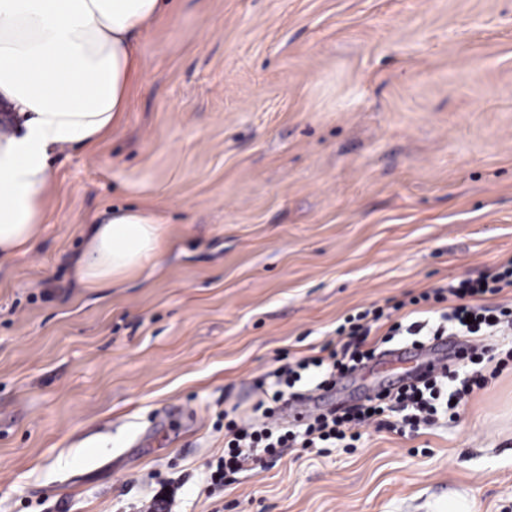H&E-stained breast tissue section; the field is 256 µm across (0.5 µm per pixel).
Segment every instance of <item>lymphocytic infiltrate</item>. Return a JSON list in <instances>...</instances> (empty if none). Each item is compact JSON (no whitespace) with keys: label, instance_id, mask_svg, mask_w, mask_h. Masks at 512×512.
Here are the masks:
<instances>
[{"label":"lymphocytic infiltrate","instance_id":"lymphocytic-infiltrate-1","mask_svg":"<svg viewBox=\"0 0 512 512\" xmlns=\"http://www.w3.org/2000/svg\"><path fill=\"white\" fill-rule=\"evenodd\" d=\"M508 288H512V258L502 262L484 280L464 279L421 293V300L447 302L451 308L443 314L442 324L429 328L424 322L414 321L406 326L405 332L410 336H420L426 332L433 336H443L451 326L465 336L511 331L512 307L505 304L491 307L485 303L487 297L500 295ZM382 315V308L377 307L346 317L336 329L339 343L324 345L322 355L303 357L296 365H281L275 370V377L285 378L287 384L291 385L300 381L302 371L313 367L318 369L322 384L333 383L336 375L355 370L365 359L363 346L371 333L370 323L379 320ZM484 381V376L478 371L462 379L445 370L440 376L404 386L394 397L378 396L372 407L364 406L343 414L332 411L318 415L299 434L281 430L272 423L273 406L284 396L283 391H274L266 399L267 405L263 410L265 423L259 426L229 424V438L224 453L218 458L215 468H212L209 481L214 486L223 485L226 474L241 470L251 449L260 448L272 454L296 439L305 448L332 445L345 440L348 433L357 425L368 422L370 417H379L388 411L404 410V422L411 428H418L419 425L434 421L441 408L440 398L462 402L470 394L472 386Z\"/></svg>","mask_w":512,"mask_h":512}]
</instances>
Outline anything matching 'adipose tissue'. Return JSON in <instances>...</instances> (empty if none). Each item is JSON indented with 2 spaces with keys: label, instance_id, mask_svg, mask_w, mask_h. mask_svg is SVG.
I'll list each match as a JSON object with an SVG mask.
<instances>
[{
  "label": "adipose tissue",
  "instance_id": "ef3b65f1",
  "mask_svg": "<svg viewBox=\"0 0 512 512\" xmlns=\"http://www.w3.org/2000/svg\"><path fill=\"white\" fill-rule=\"evenodd\" d=\"M173 9L172 0H0V102L20 117L0 131V265L40 239L54 157L95 150L120 128L142 66L136 37ZM163 224L148 207L94 221L79 283L99 288L153 264Z\"/></svg>",
  "mask_w": 512,
  "mask_h": 512
}]
</instances>
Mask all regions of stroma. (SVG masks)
<instances>
[{
    "label": "stroma",
    "mask_w": 512,
    "mask_h": 512,
    "mask_svg": "<svg viewBox=\"0 0 512 512\" xmlns=\"http://www.w3.org/2000/svg\"><path fill=\"white\" fill-rule=\"evenodd\" d=\"M139 43L124 124L57 161L39 244L0 267V512H512V335L457 416L206 481L279 358L348 315L383 308L368 342L398 361L303 371L282 425L454 353L391 334L393 305L512 257V0H176ZM143 204L152 273L81 287L92 217Z\"/></svg>",
    "instance_id": "1"
}]
</instances>
